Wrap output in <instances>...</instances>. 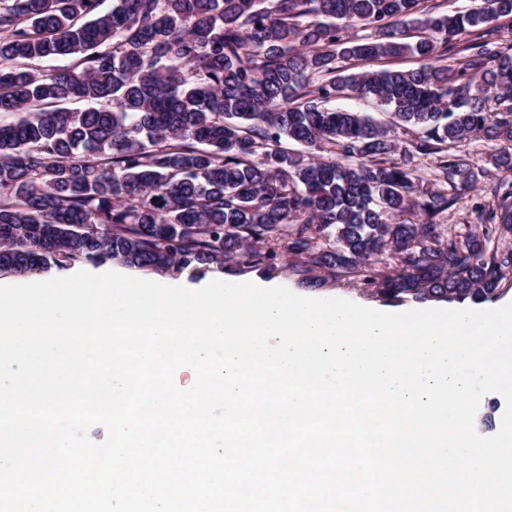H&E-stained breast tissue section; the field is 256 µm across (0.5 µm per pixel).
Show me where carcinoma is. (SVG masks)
Segmentation results:
<instances>
[{
	"label": "carcinoma",
	"instance_id": "cac0c4a2",
	"mask_svg": "<svg viewBox=\"0 0 512 512\" xmlns=\"http://www.w3.org/2000/svg\"><path fill=\"white\" fill-rule=\"evenodd\" d=\"M102 2L0 0V112L14 115L0 124V270L117 260L174 275L286 253L311 288L318 269L448 302L512 279V249L490 246L512 235V51L490 39L512 0L454 14L429 0ZM405 56L418 67L346 68ZM345 91L389 122L333 105ZM397 129L421 136L401 145ZM477 136L507 144L493 156L506 177L482 235H453L447 186L479 172L449 150ZM424 157L439 183L425 191Z\"/></svg>",
	"mask_w": 512,
	"mask_h": 512
}]
</instances>
